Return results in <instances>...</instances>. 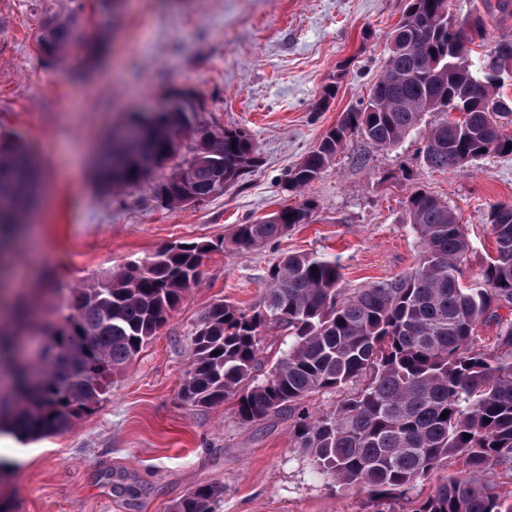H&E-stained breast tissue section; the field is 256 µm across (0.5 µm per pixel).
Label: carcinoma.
Wrapping results in <instances>:
<instances>
[{
    "label": "carcinoma",
    "mask_w": 512,
    "mask_h": 512,
    "mask_svg": "<svg viewBox=\"0 0 512 512\" xmlns=\"http://www.w3.org/2000/svg\"><path fill=\"white\" fill-rule=\"evenodd\" d=\"M486 10L511 17L512 0H486ZM40 44L49 61L65 60L75 46L73 24L54 22ZM505 73L512 74V37L492 36L481 15L457 19L449 0H406L386 65L361 107L342 113L288 169L283 189L296 194L318 179L351 136L391 149L430 112L440 118L424 139L429 167L451 170L511 155L512 101L497 87ZM453 110L461 117L450 123ZM132 124L140 134L115 149L121 163L99 177L104 190L134 187L153 163L176 156L177 135L195 146L156 186L172 208L213 197L260 161L250 136L200 122L199 107L184 96L172 111L138 113ZM36 194L31 148L0 129L1 273ZM314 211L305 200L238 224L229 244L256 248L310 223ZM405 214L422 249L395 277L348 288L337 258L288 255L270 269L256 306L214 304L196 326L182 399L201 408L231 401L248 424L321 392L341 393L333 411L304 414L292 431L293 447L337 486L373 495L396 490L405 498L419 479L455 459L484 479L451 478L409 512H512V495H502L495 480L497 468L512 471V204L492 207L495 256L466 285L460 274L471 244L455 210L417 187ZM222 248V241L175 243L71 290L58 321L42 329L43 369L35 377L14 357V339L29 322L26 308L16 307L13 328L0 329V367L12 379L9 398H0V425L29 438L68 429L197 285L207 255ZM504 307L511 309L506 317L498 313ZM490 323L496 332L485 338ZM270 331L285 332L288 345L269 357ZM221 495L214 484L198 485L173 512H215Z\"/></svg>",
    "instance_id": "cac0c4a2"
}]
</instances>
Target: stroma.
<instances>
[{
	"label": "stroma",
	"instance_id": "obj_1",
	"mask_svg": "<svg viewBox=\"0 0 512 512\" xmlns=\"http://www.w3.org/2000/svg\"><path fill=\"white\" fill-rule=\"evenodd\" d=\"M405 0H121L108 15L94 0H0V123L34 148L43 194L28 217L39 252L20 246L6 281L36 311L59 316L64 292L105 277L173 242L217 241L297 199L313 200L311 223L252 250L205 259L181 305L98 404L69 429L23 438L6 456L0 501L11 512H171L194 487L223 489L216 512H403L399 495L340 490L292 442L296 413L242 423L231 405L184 402L195 327L215 303L254 306L270 267L289 253L335 255L348 287L387 279L415 263L420 243L404 201L416 187L456 211L472 243L462 280L479 278L494 252L488 213L512 203V155L450 171L429 169L424 137L435 114L399 146L348 140L335 163L300 195L284 172L341 113L357 107L382 72L387 38ZM76 21L68 61L52 63L38 40L54 20ZM103 50L86 78L70 70L87 44ZM338 82L326 107L325 86ZM177 93L201 104V121L237 128L261 162L209 200L170 208L157 169L127 190H99L95 161L113 127Z\"/></svg>",
	"mask_w": 512,
	"mask_h": 512
}]
</instances>
